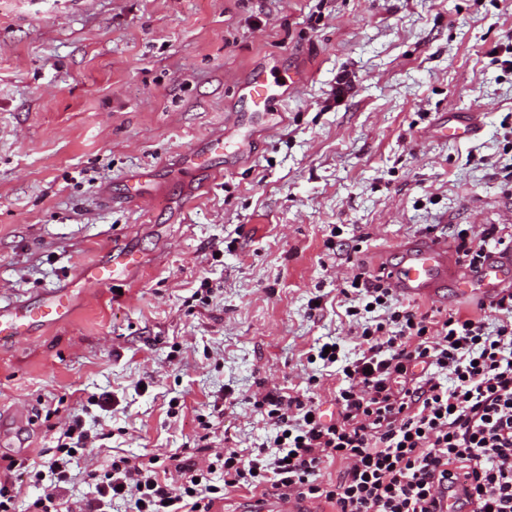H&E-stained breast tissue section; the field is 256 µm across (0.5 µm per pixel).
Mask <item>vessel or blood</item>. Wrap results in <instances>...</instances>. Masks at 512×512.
<instances>
[{"label": "vessel or blood", "instance_id": "b4317fda", "mask_svg": "<svg viewBox=\"0 0 512 512\" xmlns=\"http://www.w3.org/2000/svg\"><path fill=\"white\" fill-rule=\"evenodd\" d=\"M269 80L266 72H254L242 85L243 96L250 102L258 123L271 127L276 123L272 110L279 86ZM481 126L471 117H458L437 126V137L455 142L477 136ZM250 138L243 129L238 113H230L224 122V132L211 137L197 149L184 154L180 171L190 177L211 171L219 159H231L248 152ZM140 264L138 255L122 247H113L108 261L88 269L89 281L107 285L125 280ZM382 270L395 294L405 299L431 301L441 299L447 286H454L458 295L489 303L501 291L507 273L512 272V251L490 253L472 272L463 267L459 254L448 247L444 238L416 236L400 245L398 260L382 262ZM71 315V303L66 291H55L48 299L34 304L0 306V344L15 340L35 328H47L66 321Z\"/></svg>", "mask_w": 512, "mask_h": 512}]
</instances>
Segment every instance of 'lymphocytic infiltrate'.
Instances as JSON below:
<instances>
[{
    "label": "lymphocytic infiltrate",
    "mask_w": 512,
    "mask_h": 512,
    "mask_svg": "<svg viewBox=\"0 0 512 512\" xmlns=\"http://www.w3.org/2000/svg\"><path fill=\"white\" fill-rule=\"evenodd\" d=\"M450 236L473 269L489 244L512 247V229L496 224L478 234L454 224ZM341 294L358 354L341 358L333 341L307 357L338 368L335 417L325 418L310 396L255 392L271 429L266 441L210 458L182 448L113 455L108 472L88 474L95 498L71 512H212L238 490L317 500L335 512H444L448 495L457 512H512V289L472 315L420 313L378 275L354 276ZM62 437L33 473L50 483L28 512H59L72 446L88 438L80 417L65 422ZM334 462L344 466L341 480L323 482Z\"/></svg>",
    "instance_id": "f902f5d3"
}]
</instances>
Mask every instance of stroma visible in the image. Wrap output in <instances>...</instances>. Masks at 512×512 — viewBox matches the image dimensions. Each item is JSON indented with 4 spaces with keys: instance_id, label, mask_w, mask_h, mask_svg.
Segmentation results:
<instances>
[{
    "instance_id": "1",
    "label": "stroma",
    "mask_w": 512,
    "mask_h": 512,
    "mask_svg": "<svg viewBox=\"0 0 512 512\" xmlns=\"http://www.w3.org/2000/svg\"><path fill=\"white\" fill-rule=\"evenodd\" d=\"M511 40L512 0H0V303L77 298L0 346V459L51 458L81 413L92 446L62 497L86 500L116 448H193L205 421L210 447L262 442L258 389L335 411L307 353H356L346 279L423 224L512 225V71L492 57ZM257 70L298 76L284 122L220 178H178L226 113L251 114L236 89ZM446 113L481 133L427 137ZM144 169L147 214L125 198ZM115 244L142 268L81 281Z\"/></svg>"
}]
</instances>
